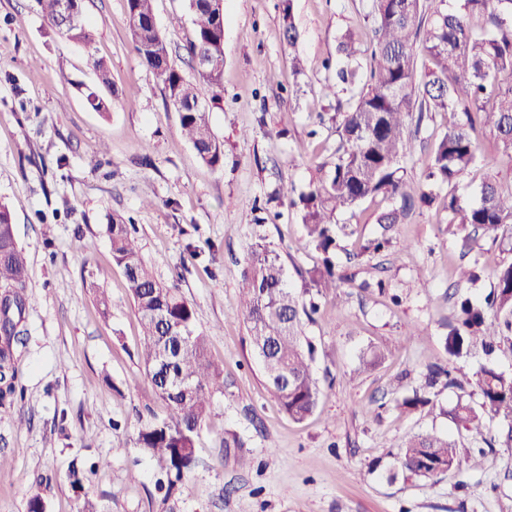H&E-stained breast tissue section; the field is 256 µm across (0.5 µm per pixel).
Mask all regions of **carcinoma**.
<instances>
[{"label":"carcinoma","mask_w":512,"mask_h":512,"mask_svg":"<svg viewBox=\"0 0 512 512\" xmlns=\"http://www.w3.org/2000/svg\"><path fill=\"white\" fill-rule=\"evenodd\" d=\"M154 0H127L128 18L142 24L129 26L140 63L162 86L165 97L180 113L181 131L198 156L209 166L224 164V144L209 122V105L197 86L181 75L155 19ZM48 24L67 40L90 45L92 32L85 23L67 26L58 21L59 0H38ZM195 28L188 46L189 58L207 55L210 71L199 78L221 96L224 69V25L211 0H188ZM366 64L358 60L353 36L338 44L346 66L327 96L337 88L350 91L346 111L338 112V143L332 168L302 189L283 185L276 198H286L296 208L320 264L307 271L315 297L303 301L290 286L280 255L260 240L251 245L241 275L240 301L252 350L260 361L268 388L284 412L300 422L317 408L320 381L312 370L315 348L305 327L315 322L317 297L337 294L345 277L336 274V250L342 237L353 234L336 223V212L353 210L369 198L382 197L389 206L380 213L381 232L367 239L360 254H376L392 244L390 232L403 223L417 205H431L433 188L447 186L443 209L448 224L463 232L461 247L472 248L481 235L512 253V186L486 178L479 201L456 193V185L481 162L471 131L480 125L495 136L502 155L512 161V0H464L463 8L450 11L445 0H367ZM283 39L293 45L296 27L292 0H285L281 16ZM97 87L86 100L102 113L110 102L102 91H112L109 67L93 61ZM439 112L461 113L464 120L448 126L432 147L426 185L414 187L405 177L401 159L412 153L425 120ZM112 258L125 271L129 294L141 326L140 358L146 377L166 404V416L142 426L137 444L146 450L156 469L170 477L168 489L195 467L199 431L212 406V392L221 375L207 353L206 338L196 331V316L176 288L157 280L140 257L135 228L120 217L107 224ZM495 283L484 302L458 301L457 322L448 325L445 352L448 365H432L424 381L396 399L404 409L436 405L447 389H463L455 376L454 360L479 347L487 355L512 353V261L498 266ZM28 261L19 246L9 207L0 203V408L24 398L20 389L17 357L25 345V312L29 301ZM475 385L481 401L473 404L457 395L448 415L487 444L495 437L489 423L509 422L506 440L512 443V373L492 363L480 367ZM399 469L411 476L436 478L461 466L459 444L436 431L405 436L399 445ZM78 512H102L84 492L86 472L75 462L69 471Z\"/></svg>","instance_id":"obj_1"}]
</instances>
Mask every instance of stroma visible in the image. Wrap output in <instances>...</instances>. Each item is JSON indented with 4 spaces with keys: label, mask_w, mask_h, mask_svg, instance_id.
I'll return each mask as SVG.
<instances>
[{
    "label": "stroma",
    "mask_w": 512,
    "mask_h": 512,
    "mask_svg": "<svg viewBox=\"0 0 512 512\" xmlns=\"http://www.w3.org/2000/svg\"><path fill=\"white\" fill-rule=\"evenodd\" d=\"M364 0H293L299 38L284 42L282 0H224L223 92L210 124L224 165H206L181 134L178 112L143 67L128 29L126 0H85L90 47L69 42L44 20L37 0H0V201L13 214L29 265L28 339L18 367L24 398L0 408V512H76L73 461L96 464L88 491L106 512H512V447H483L457 428L441 403L419 410L396 400L443 359L447 323L460 295L483 300L505 260L497 245L463 251L439 207L414 209L395 225L389 252L350 259L376 235L375 198L336 220L354 233L336 262L353 281L321 300L306 334L322 395L294 422L267 387L239 304L244 259L265 239L288 279L319 261L296 209L275 198L280 185L304 187L332 163L336 129L318 113L337 101L322 88L343 64L337 46L364 31ZM156 25L184 77L197 82L187 47L194 26L187 0H154ZM302 60L294 73L292 57ZM118 90L108 115L87 103L93 60ZM454 117L427 121L409 181L424 179L433 142ZM154 208H144V201ZM135 225L140 253L156 278L176 286L196 310V328L224 368L197 441L199 463L173 491L135 444L138 429L165 406L139 356L142 332L123 270L113 264L110 216ZM480 281L456 288L460 266ZM107 308H100L99 295ZM373 359L368 370L360 362ZM435 430L461 443V467L434 479L398 475V444ZM244 442L247 468L224 448Z\"/></svg>",
    "instance_id": "obj_1"
}]
</instances>
